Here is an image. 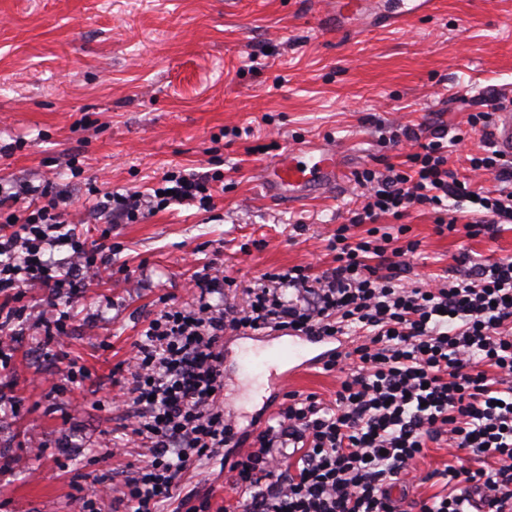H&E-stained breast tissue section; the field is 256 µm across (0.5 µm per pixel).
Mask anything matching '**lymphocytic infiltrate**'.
<instances>
[{
    "label": "lymphocytic infiltrate",
    "instance_id": "lymphocytic-infiltrate-1",
    "mask_svg": "<svg viewBox=\"0 0 512 512\" xmlns=\"http://www.w3.org/2000/svg\"><path fill=\"white\" fill-rule=\"evenodd\" d=\"M489 103V111L468 115L482 148L467 177L448 166L462 135L424 143L411 127L390 130L392 145L415 142L419 149L407 166L355 172L366 201L328 236L332 265L321 273L303 265L265 272L246 286L239 305L223 300L236 281L212 261L192 275L190 302L160 297L132 356L116 368L129 408L123 433L141 441L143 458L120 480L101 477L81 497L84 512L115 489L125 512H164L191 465L237 444L220 400V345L228 336L272 331L347 335L357 343L325 366L337 374L333 398L287 393L274 423L237 453L230 469L241 495L224 512H402L393 484L411 476L414 461L439 442L448 448L438 472L443 484L413 498L415 512H512V257L474 265L461 277L412 281L407 274L420 243L401 222L409 209L429 207L442 213L437 235L471 239L496 237L512 224V160L489 130L492 113L512 108V98L494 95ZM486 176L495 189H483ZM219 179L176 168L150 193L92 188L109 226L90 245L50 183L16 190L0 182V374L15 371L14 341L23 326L37 329L45 351L70 335L74 303L119 251L112 225L175 203L208 208ZM22 200L26 208L15 211ZM468 201L469 221L444 218L449 204ZM385 215L397 220L388 230L377 224ZM65 246L69 254L55 258ZM116 267L124 283H134L127 264ZM35 283L47 299L33 316L22 300ZM472 455L482 467L468 465Z\"/></svg>",
    "mask_w": 512,
    "mask_h": 512
}]
</instances>
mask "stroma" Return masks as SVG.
<instances>
[{"label": "stroma", "mask_w": 512, "mask_h": 512, "mask_svg": "<svg viewBox=\"0 0 512 512\" xmlns=\"http://www.w3.org/2000/svg\"><path fill=\"white\" fill-rule=\"evenodd\" d=\"M494 94L512 96V0H436L431 16L408 26L381 15L346 32L324 0H0V179L52 183L83 213L93 241L103 226L86 179L145 192L173 168L224 174L210 209L173 205L113 229L141 285L104 276L74 303L64 349L92 373L83 388L49 399L60 374L40 354L35 329L18 336L16 374L0 388L19 401L16 413L0 415V454L13 459L0 469V512H81L74 484L92 490L96 476L138 462L121 415L97 403L122 395L113 369L132 354L159 296L188 302L196 264L222 262L238 281L228 292L238 303L265 271L326 269L327 235L362 202L353 172L401 165L417 150L384 143L379 124L401 121L426 141L440 127L465 128ZM310 140L336 149L341 180L303 202L266 197L262 169ZM73 155L84 177L71 176ZM435 220L417 208L403 218L421 242L412 279L512 257L510 229L493 239L441 237ZM277 344L237 339L224 360V409L246 445L286 390L329 398L336 389L321 369L283 390L243 366L240 351ZM105 431L125 441L126 457L86 447ZM32 435L47 444L42 456L26 446ZM65 438L72 447H60ZM231 478L222 461L203 462L169 506L204 495L221 506Z\"/></svg>", "instance_id": "35a3bbf8"}]
</instances>
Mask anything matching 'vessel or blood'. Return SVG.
<instances>
[{
  "label": "vessel or blood",
  "mask_w": 512,
  "mask_h": 512,
  "mask_svg": "<svg viewBox=\"0 0 512 512\" xmlns=\"http://www.w3.org/2000/svg\"><path fill=\"white\" fill-rule=\"evenodd\" d=\"M432 6L433 0H386L383 11L389 14L391 24L398 25L428 14ZM330 9L341 31L346 25L364 20L373 6L371 0H330ZM493 135L500 150L512 159V109L496 112ZM338 179L334 149L324 144L314 148L300 145L267 165L260 184L268 197L293 202L333 187ZM348 343V338L342 336L290 335L282 347L288 368L278 374V386L287 387L302 372L323 366L334 355L345 352Z\"/></svg>",
  "instance_id": "vessel-or-blood-1"
}]
</instances>
